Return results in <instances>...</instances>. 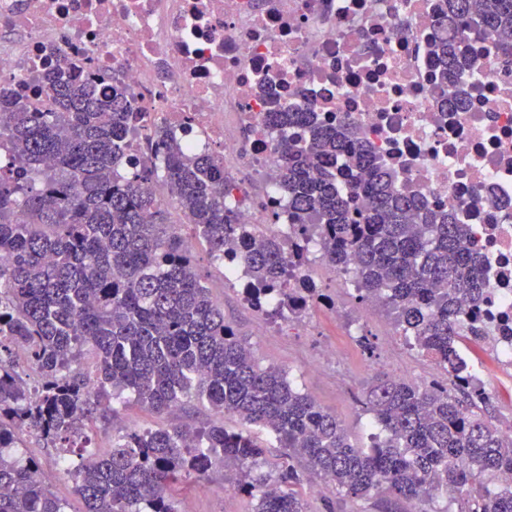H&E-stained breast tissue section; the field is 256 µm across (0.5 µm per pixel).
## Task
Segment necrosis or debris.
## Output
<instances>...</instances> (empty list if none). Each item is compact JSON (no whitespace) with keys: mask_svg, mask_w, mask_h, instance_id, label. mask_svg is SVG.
<instances>
[{"mask_svg":"<svg viewBox=\"0 0 512 512\" xmlns=\"http://www.w3.org/2000/svg\"><path fill=\"white\" fill-rule=\"evenodd\" d=\"M444 0H0V87L48 109L43 66H62L132 101L130 157L157 129L186 149L248 163L261 200L235 184L239 223L291 232L276 187L280 143L297 126L264 122L268 95L362 141L398 190L451 212L475 239L485 284L486 347L512 370V60L493 35L469 44L441 79L432 47Z\"/></svg>","mask_w":512,"mask_h":512,"instance_id":"1","label":"necrosis or debris"}]
</instances>
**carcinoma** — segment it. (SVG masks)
<instances>
[{
    "instance_id": "carcinoma-1",
    "label": "carcinoma",
    "mask_w": 512,
    "mask_h": 512,
    "mask_svg": "<svg viewBox=\"0 0 512 512\" xmlns=\"http://www.w3.org/2000/svg\"><path fill=\"white\" fill-rule=\"evenodd\" d=\"M438 24L455 27L436 43L445 75L461 44L490 29L495 49L512 56V0H445ZM49 112H32L0 91V512H64L13 449L25 429L67 454L78 449L77 493L84 512H179L178 479L215 466L240 468L237 490L256 512H309L297 466L331 489L326 512H364L359 503L403 499L418 512L448 497L456 512H512V428L486 417L492 396L460 353L481 341L485 288L478 250L449 213L424 209L395 188L396 175L366 146L311 112L269 102L265 121L306 129L280 145L277 181L306 240L318 235L323 265L356 284L358 299L386 306L407 345L442 366L448 383L378 380L362 405L376 432L351 440L342 423L287 372L259 364L224 322V308L196 269L180 226L164 222L168 194L208 255L245 266L256 302L273 318L298 317L330 296L288 287L300 252L259 224H239L224 197V156L193 154L158 131L162 164L127 160L130 102L62 68L45 75ZM23 213L24 222L15 220ZM26 351L34 385L19 375L12 348ZM152 412L200 405L214 419L194 434L179 428L130 430L110 452H94V432L112 422L124 392ZM264 428L280 448L272 473L267 446L224 427V415Z\"/></svg>"
}]
</instances>
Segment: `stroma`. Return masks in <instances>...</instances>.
I'll use <instances>...</instances> for the list:
<instances>
[{
    "label": "stroma",
    "mask_w": 512,
    "mask_h": 512,
    "mask_svg": "<svg viewBox=\"0 0 512 512\" xmlns=\"http://www.w3.org/2000/svg\"><path fill=\"white\" fill-rule=\"evenodd\" d=\"M196 256L200 274L224 308L225 321L252 347L260 364L288 370L295 386L336 415L357 443H367L372 430V417L364 412L361 401L376 376L400 375L419 384L446 378L431 359L406 346L384 307L371 311L360 328L359 335H366L375 346L374 352L363 350L358 336L348 331L359 305L351 282L322 275L331 305L312 307L297 321L274 320L244 303L238 288L225 282L222 268L204 250H197ZM211 418V412L201 406H183L158 415L132 404L114 414L108 428L96 432L95 444L105 452L114 435L134 427L199 428ZM21 440L23 456L38 461L42 482L62 501L65 512H83L74 482L58 469L57 451L26 433ZM237 479V469L219 466L181 488L179 498L192 512H252L251 500L236 488Z\"/></svg>",
    "instance_id": "stroma-1"
}]
</instances>
